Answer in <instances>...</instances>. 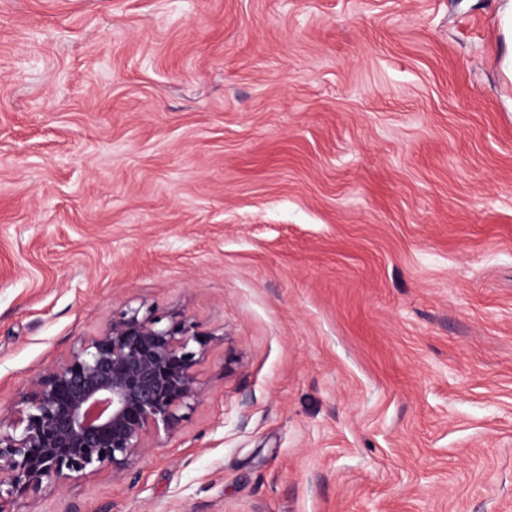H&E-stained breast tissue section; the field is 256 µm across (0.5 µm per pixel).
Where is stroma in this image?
I'll use <instances>...</instances> for the list:
<instances>
[{
  "instance_id": "35a3bbf8",
  "label": "stroma",
  "mask_w": 512,
  "mask_h": 512,
  "mask_svg": "<svg viewBox=\"0 0 512 512\" xmlns=\"http://www.w3.org/2000/svg\"><path fill=\"white\" fill-rule=\"evenodd\" d=\"M504 2L0 0V414L120 311L209 336L21 512H512Z\"/></svg>"
}]
</instances>
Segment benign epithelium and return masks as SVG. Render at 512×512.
I'll use <instances>...</instances> for the list:
<instances>
[{"instance_id":"1","label":"benign epithelium","mask_w":512,"mask_h":512,"mask_svg":"<svg viewBox=\"0 0 512 512\" xmlns=\"http://www.w3.org/2000/svg\"><path fill=\"white\" fill-rule=\"evenodd\" d=\"M122 311L67 359L32 377L15 415L0 418V512L102 467L120 479L148 437L173 430L202 396L197 326Z\"/></svg>"}]
</instances>
